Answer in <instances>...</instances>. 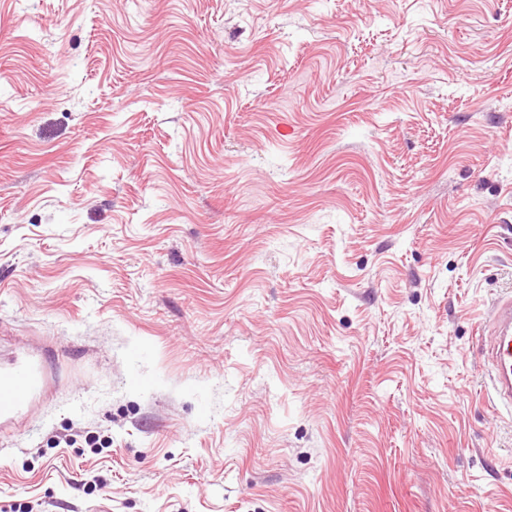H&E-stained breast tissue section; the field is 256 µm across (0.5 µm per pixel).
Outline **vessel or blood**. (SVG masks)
Wrapping results in <instances>:
<instances>
[{"mask_svg":"<svg viewBox=\"0 0 512 512\" xmlns=\"http://www.w3.org/2000/svg\"><path fill=\"white\" fill-rule=\"evenodd\" d=\"M485 351L497 402L512 410V296L500 299L487 324ZM45 379L37 370L0 373V415L13 414L40 392Z\"/></svg>","mask_w":512,"mask_h":512,"instance_id":"vessel-or-blood-1","label":"vessel or blood"}]
</instances>
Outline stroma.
Instances as JSON below:
<instances>
[{
  "label": "stroma",
  "mask_w": 512,
  "mask_h": 512,
  "mask_svg": "<svg viewBox=\"0 0 512 512\" xmlns=\"http://www.w3.org/2000/svg\"><path fill=\"white\" fill-rule=\"evenodd\" d=\"M512 0H0V512H512ZM485 351L496 401L512 411V296L500 299L487 324ZM44 385V376L34 369L0 373V415L13 414L40 392Z\"/></svg>",
  "instance_id": "obj_1"
}]
</instances>
